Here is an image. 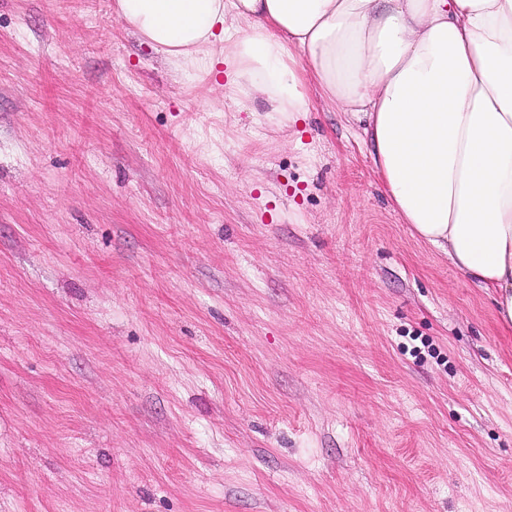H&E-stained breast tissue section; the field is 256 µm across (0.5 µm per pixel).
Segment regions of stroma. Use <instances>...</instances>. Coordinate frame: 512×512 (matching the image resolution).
I'll use <instances>...</instances> for the list:
<instances>
[{"mask_svg": "<svg viewBox=\"0 0 512 512\" xmlns=\"http://www.w3.org/2000/svg\"><path fill=\"white\" fill-rule=\"evenodd\" d=\"M112 2L0 0V512H512V330L362 122Z\"/></svg>", "mask_w": 512, "mask_h": 512, "instance_id": "35a3bbf8", "label": "stroma"}]
</instances>
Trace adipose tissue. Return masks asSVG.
I'll return each instance as SVG.
<instances>
[{
	"label": "adipose tissue",
	"mask_w": 512,
	"mask_h": 512,
	"mask_svg": "<svg viewBox=\"0 0 512 512\" xmlns=\"http://www.w3.org/2000/svg\"><path fill=\"white\" fill-rule=\"evenodd\" d=\"M158 52L274 122L364 118L389 202L512 329V0H114Z\"/></svg>",
	"instance_id": "ef3b65f1"
}]
</instances>
